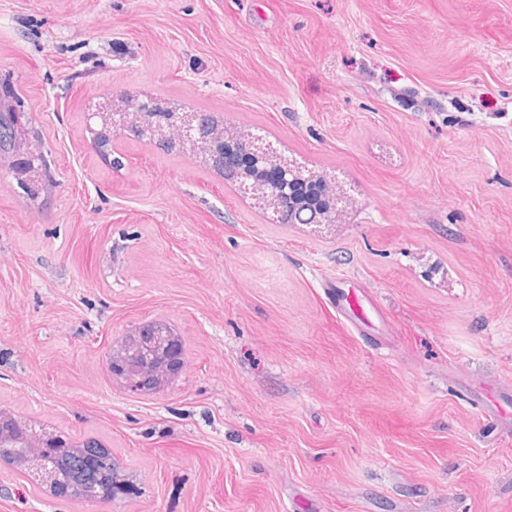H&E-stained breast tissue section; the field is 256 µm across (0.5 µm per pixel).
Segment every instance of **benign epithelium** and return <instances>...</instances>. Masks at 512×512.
<instances>
[{
    "instance_id": "obj_1",
    "label": "benign epithelium",
    "mask_w": 512,
    "mask_h": 512,
    "mask_svg": "<svg viewBox=\"0 0 512 512\" xmlns=\"http://www.w3.org/2000/svg\"><path fill=\"white\" fill-rule=\"evenodd\" d=\"M153 108L149 99L122 96L116 104L95 105L86 113V119L89 123L109 126L115 133L136 125L149 138L162 137L167 128L174 127L182 140L197 141L194 117L173 114L163 123L155 122ZM204 142L207 150L222 153L224 159L239 160L237 146L242 142V134L220 128ZM245 142L250 147L252 159L242 165L241 176L246 182L254 181L252 189L261 191L273 205L289 201L298 215L316 210L317 196L308 188L309 184L315 183L313 173L301 171L290 161L276 160L268 144H256L251 138ZM109 366L113 377L119 379L127 391L137 395L150 393L183 368L184 342L165 321H145L124 343L112 350ZM0 447L23 448L58 457L62 455V449L69 447V440L44 425L31 421L21 424L0 408ZM101 482L103 475L97 462L90 460L84 470L72 478L71 489L83 495L87 487Z\"/></svg>"
}]
</instances>
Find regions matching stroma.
<instances>
[{"label":"stroma","instance_id":"1","mask_svg":"<svg viewBox=\"0 0 512 512\" xmlns=\"http://www.w3.org/2000/svg\"><path fill=\"white\" fill-rule=\"evenodd\" d=\"M0 77L53 185L0 163V407L111 449L130 495L0 461V512H512V0H0ZM161 96L277 142L348 200L271 224L195 155L90 106ZM366 288L358 335L326 281ZM166 320L184 367L107 358ZM109 366L128 392L151 393L183 368L184 342L165 321H145L112 350Z\"/></svg>","mask_w":512,"mask_h":512}]
</instances>
